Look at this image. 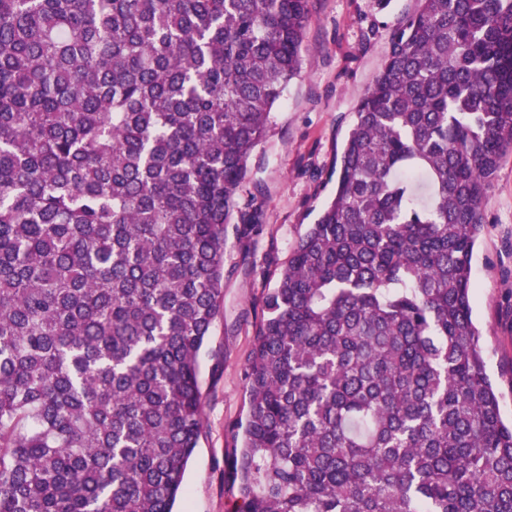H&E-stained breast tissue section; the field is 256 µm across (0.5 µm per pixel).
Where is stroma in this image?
<instances>
[{
  "instance_id": "1",
  "label": "stroma",
  "mask_w": 512,
  "mask_h": 512,
  "mask_svg": "<svg viewBox=\"0 0 512 512\" xmlns=\"http://www.w3.org/2000/svg\"><path fill=\"white\" fill-rule=\"evenodd\" d=\"M415 0H311L301 67L248 160L241 208L260 211L248 238L228 228L224 301L200 354L204 426L176 512H232L238 496L230 462L233 427L248 407L244 368L266 293L291 246L314 223L335 183V167L356 105L385 62L390 35ZM472 260L473 318L488 374L512 418V152L482 201Z\"/></svg>"
}]
</instances>
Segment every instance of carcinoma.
<instances>
[{
    "instance_id": "1",
    "label": "carcinoma",
    "mask_w": 512,
    "mask_h": 512,
    "mask_svg": "<svg viewBox=\"0 0 512 512\" xmlns=\"http://www.w3.org/2000/svg\"><path fill=\"white\" fill-rule=\"evenodd\" d=\"M311 0H0V512H173ZM512 0H416L264 298L234 512H512L472 319Z\"/></svg>"
}]
</instances>
